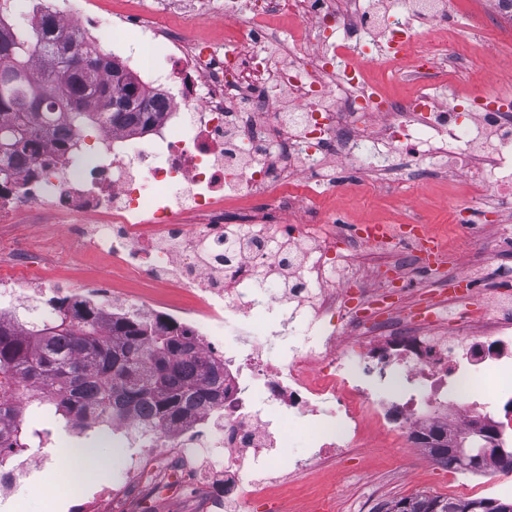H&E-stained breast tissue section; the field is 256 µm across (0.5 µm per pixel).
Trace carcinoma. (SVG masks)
<instances>
[{"instance_id":"1","label":"carcinoma","mask_w":512,"mask_h":512,"mask_svg":"<svg viewBox=\"0 0 512 512\" xmlns=\"http://www.w3.org/2000/svg\"><path fill=\"white\" fill-rule=\"evenodd\" d=\"M42 57L58 48L62 30L41 17L36 30ZM32 34L27 28L0 30V157L21 167L41 140L56 127L81 130L89 123L106 122L121 128L154 117L151 98L131 89L127 74L117 76L109 61L87 75L76 70L54 87L46 68L30 65ZM117 92L139 102L137 112H101L102 98ZM102 309L61 302L53 317L34 329H21L0 320V467L42 445L64 429L78 436L110 427L132 414L155 426L182 424L207 402H224V373L199 357L187 336L160 321L136 316L116 317L105 325ZM27 391L32 422L19 419L15 395ZM429 455L457 466L448 452V430L429 429L417 436ZM485 498L459 500L421 496L401 499L402 512H449Z\"/></svg>"}]
</instances>
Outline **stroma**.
<instances>
[{"label":"stroma","mask_w":512,"mask_h":512,"mask_svg":"<svg viewBox=\"0 0 512 512\" xmlns=\"http://www.w3.org/2000/svg\"><path fill=\"white\" fill-rule=\"evenodd\" d=\"M448 14V39L457 52L446 61L451 87L463 95L497 94L512 98V19L491 11L490 0H453ZM358 154L364 162L360 188L343 194L321 192L315 209L300 208L301 218L313 211L336 215L344 239H351L353 225L424 224L444 244L447 260L438 271L428 272L412 261V244L398 243L385 261L397 265L405 280L399 304L415 307L428 293L442 288L445 278L470 271L476 281L471 301L490 305L497 292L512 284V257L492 253L499 238L512 234V210H503L498 223L476 209L464 182L438 178L431 163L411 165L409 159L396 157L394 172L382 174L384 160L376 142H363ZM37 252L46 259V273L54 280L77 286L111 277L117 287L136 296L160 295L174 303L186 302L178 289H156L127 276L102 253L77 250L63 237L55 220L41 217L32 222L0 227V264L9 266L17 254ZM104 465L92 486L78 490L84 468L82 463L55 451L51 466L55 475L65 476V488L42 483L29 473L12 496L17 512H75L82 500L98 496L104 512H114L107 489L125 479V460L131 450L126 435L111 430L107 434L90 433L88 439ZM288 503L292 512H310L318 493L329 495L326 512H378L402 498L420 494L443 498L473 499L476 491L465 485L462 476L452 474L426 456L410 455L404 439L394 432L374 431L369 441L344 456L304 471L288 474Z\"/></svg>","instance_id":"stroma-1"}]
</instances>
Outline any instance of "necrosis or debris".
I'll use <instances>...</instances> for the list:
<instances>
[{
  "mask_svg": "<svg viewBox=\"0 0 512 512\" xmlns=\"http://www.w3.org/2000/svg\"><path fill=\"white\" fill-rule=\"evenodd\" d=\"M361 0H157L148 13L54 11L63 29L102 41L133 32L128 49L135 82L155 100L148 126L103 124L81 151L46 141L27 167L0 179V224L24 213L55 217L77 247L103 252L130 276L189 292L179 306L114 288L86 284L82 299L102 306L105 319L138 315L178 326L200 354L224 370V403L199 410L172 428H155L130 454L126 484L175 489L185 476L206 485V512H243L253 499L276 497L288 512L278 472L297 429H305L313 459L361 447L369 423L406 434L442 426L449 435L496 428L502 401L512 402V295L491 309L463 312L448 335L417 312L394 326L393 311L364 316L347 308L352 274L333 279L350 252H337L336 228L270 224L265 212L311 200L310 177L325 156L356 168L360 142L384 143L416 162L446 156L469 185L474 205L493 214L512 207V101L449 93L434 107L431 89L444 77L442 58L454 48L443 33L445 0H408V21L362 10ZM224 19L234 27L223 51L189 31L159 25L156 13ZM302 26L286 59L270 50L276 20ZM422 28H415V21ZM361 46L385 71L409 65L418 88L395 101L365 89L364 68L337 70L349 45ZM170 64L161 71L150 49ZM14 275L0 273V317L27 328L46 321L70 289L45 277V263L25 256ZM287 273L275 295L268 284ZM293 312L309 321L314 345L270 363L253 340L229 346L222 330L256 311ZM400 370L401 399L386 397L374 377Z\"/></svg>",
  "mask_w": 512,
  "mask_h": 512,
  "instance_id": "4bbe7bcc",
  "label": "necrosis or debris"
}]
</instances>
